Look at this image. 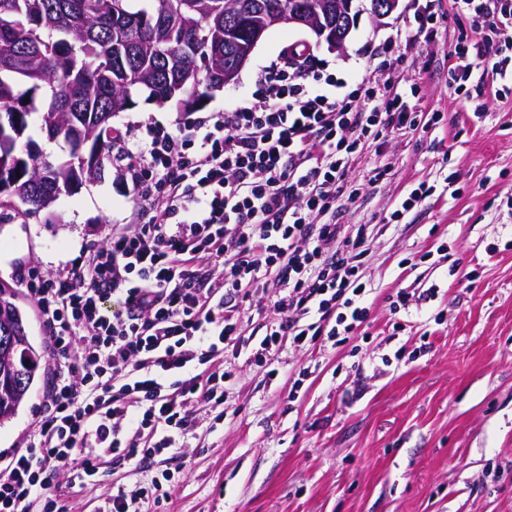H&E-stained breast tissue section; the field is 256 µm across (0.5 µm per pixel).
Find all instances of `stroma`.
I'll return each mask as SVG.
<instances>
[{"label":"stroma","instance_id":"35a3bbf8","mask_svg":"<svg viewBox=\"0 0 512 512\" xmlns=\"http://www.w3.org/2000/svg\"><path fill=\"white\" fill-rule=\"evenodd\" d=\"M413 0L376 18L369 0L342 49L308 31L269 30L235 84L215 92L209 112L244 105L258 71L287 45L309 42L310 77L328 74L365 92L384 80L417 87L412 111L428 131L386 132L368 141L346 178L355 201L336 199L340 224H370L364 276L372 308L367 336L317 354L285 347L279 371L244 366L223 423L197 430L156 512H512V82L485 75L457 90L453 50L471 42L468 21L435 0L432 27L373 49L399 27ZM188 113L138 99L112 127H173ZM432 191L401 212L419 184ZM143 218L122 170L64 194L47 210L0 223V284L8 286L37 351L44 332L17 272L56 274L77 263L112 227ZM434 298L393 313L398 290ZM401 330H394V323ZM405 357H397L398 349ZM315 365L296 400L288 390ZM44 356L17 414L0 424V452L21 447L49 372ZM150 473L105 457L87 487L61 484L71 512H99L113 488Z\"/></svg>","mask_w":512,"mask_h":512}]
</instances>
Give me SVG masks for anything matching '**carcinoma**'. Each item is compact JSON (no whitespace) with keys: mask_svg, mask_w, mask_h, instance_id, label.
<instances>
[{"mask_svg":"<svg viewBox=\"0 0 512 512\" xmlns=\"http://www.w3.org/2000/svg\"><path fill=\"white\" fill-rule=\"evenodd\" d=\"M0 0V173L8 200L32 210L50 208L73 192L70 181L80 169L72 137L93 138L112 157V128L98 118L125 112L134 98L160 104L206 99L224 88L227 51L240 37L224 23L226 4L235 0ZM243 16L239 34L269 24L270 4L259 0ZM23 112L22 131L36 126L48 139L63 141L64 158L44 166L29 158L14 162L17 128L11 113ZM28 351L39 357L29 336L14 351L0 350V424L12 419L27 397L35 375L24 387L7 386Z\"/></svg>","mask_w":512,"mask_h":512,"instance_id":"1","label":"carcinoma"}]
</instances>
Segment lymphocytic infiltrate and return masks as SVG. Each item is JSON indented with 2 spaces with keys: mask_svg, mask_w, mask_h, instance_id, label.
I'll return each mask as SVG.
<instances>
[{
  "mask_svg": "<svg viewBox=\"0 0 512 512\" xmlns=\"http://www.w3.org/2000/svg\"><path fill=\"white\" fill-rule=\"evenodd\" d=\"M468 16L474 64L512 77V0H450ZM247 106L202 112L176 131L147 125L119 151L146 223L109 231L85 261L20 282L54 366L24 446L0 453V512H68L56 488L92 480L105 456L135 464L181 454L201 421L224 419L241 364L284 346L315 351L358 338L369 316L368 225L336 221V186L365 138L418 130L393 85L367 97L335 76L310 81L286 58L257 76ZM275 293L263 335L248 326Z\"/></svg>",
  "mask_w": 512,
  "mask_h": 512,
  "instance_id": "lymphocytic-infiltrate-1",
  "label": "lymphocytic infiltrate"
}]
</instances>
